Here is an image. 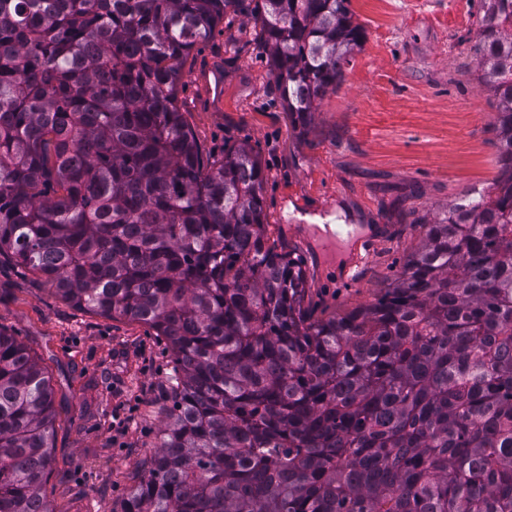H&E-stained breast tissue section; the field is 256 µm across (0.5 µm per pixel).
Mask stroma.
Instances as JSON below:
<instances>
[{"mask_svg":"<svg viewBox=\"0 0 512 512\" xmlns=\"http://www.w3.org/2000/svg\"><path fill=\"white\" fill-rule=\"evenodd\" d=\"M361 50L306 134L280 104L245 14L220 24L185 61L178 104L204 156L245 140L266 174L267 232L306 272L312 321L343 317L390 288L419 247L423 218L500 175L492 93L470 55L478 0H351ZM224 67V102L196 80ZM373 226L349 246L338 279L313 218ZM0 328L30 348L52 379L55 427L45 495L53 512H121L141 463L157 449L173 367L147 326L65 303L24 269L0 265Z\"/></svg>","mask_w":512,"mask_h":512,"instance_id":"35a3bbf8","label":"stroma"}]
</instances>
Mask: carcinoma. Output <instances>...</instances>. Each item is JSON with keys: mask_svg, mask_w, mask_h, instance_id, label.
Here are the masks:
<instances>
[{"mask_svg": "<svg viewBox=\"0 0 512 512\" xmlns=\"http://www.w3.org/2000/svg\"><path fill=\"white\" fill-rule=\"evenodd\" d=\"M501 174L382 297L304 315L248 141L199 151L182 66L246 13L307 131L362 47L350 0H0V262L174 356L123 512H512V0H479ZM53 389L0 329V512H52Z\"/></svg>", "mask_w": 512, "mask_h": 512, "instance_id": "obj_1", "label": "carcinoma"}]
</instances>
